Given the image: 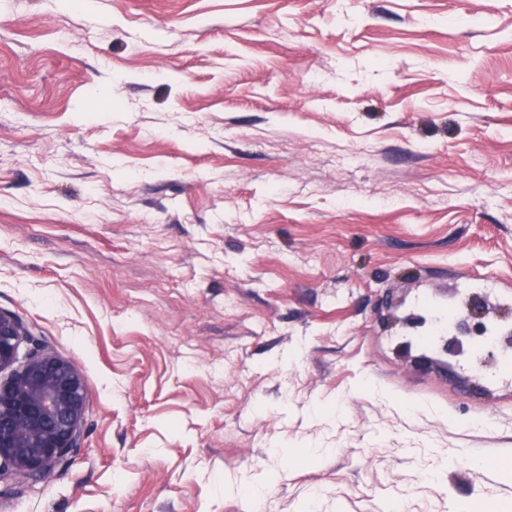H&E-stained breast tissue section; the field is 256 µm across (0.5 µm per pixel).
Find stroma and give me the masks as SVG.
Returning a JSON list of instances; mask_svg holds the SVG:
<instances>
[{
	"label": "stroma",
	"mask_w": 512,
	"mask_h": 512,
	"mask_svg": "<svg viewBox=\"0 0 512 512\" xmlns=\"http://www.w3.org/2000/svg\"><path fill=\"white\" fill-rule=\"evenodd\" d=\"M461 288L512 323V0H0V310L89 396L0 512H512V364L378 322Z\"/></svg>",
	"instance_id": "stroma-1"
}]
</instances>
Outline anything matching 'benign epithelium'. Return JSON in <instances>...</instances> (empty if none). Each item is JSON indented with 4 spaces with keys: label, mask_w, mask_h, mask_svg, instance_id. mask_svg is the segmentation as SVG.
<instances>
[{
    "label": "benign epithelium",
    "mask_w": 512,
    "mask_h": 512,
    "mask_svg": "<svg viewBox=\"0 0 512 512\" xmlns=\"http://www.w3.org/2000/svg\"><path fill=\"white\" fill-rule=\"evenodd\" d=\"M31 336L17 315L0 310V482L49 478L82 444L88 393L78 368L43 346L30 348L20 367L22 340Z\"/></svg>",
    "instance_id": "7a95c632"
}]
</instances>
